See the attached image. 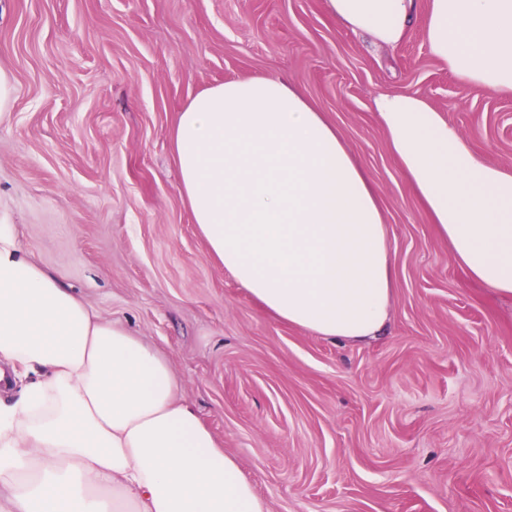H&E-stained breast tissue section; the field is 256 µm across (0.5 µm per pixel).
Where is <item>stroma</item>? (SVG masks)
<instances>
[{
  "label": "stroma",
  "instance_id": "stroma-1",
  "mask_svg": "<svg viewBox=\"0 0 512 512\" xmlns=\"http://www.w3.org/2000/svg\"><path fill=\"white\" fill-rule=\"evenodd\" d=\"M0 69V224L167 357L269 512H512V296L467 281L373 110L418 94L512 171V98L457 83L421 23L377 47L323 0H0ZM259 76L304 94L378 188L396 274L373 339L264 314L182 200L178 112Z\"/></svg>",
  "mask_w": 512,
  "mask_h": 512
}]
</instances>
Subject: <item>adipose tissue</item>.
Returning a JSON list of instances; mask_svg holds the SVG:
<instances>
[{
  "label": "adipose tissue",
  "mask_w": 512,
  "mask_h": 512,
  "mask_svg": "<svg viewBox=\"0 0 512 512\" xmlns=\"http://www.w3.org/2000/svg\"><path fill=\"white\" fill-rule=\"evenodd\" d=\"M392 48L416 18L464 85L512 95V0H324ZM375 111L401 175L468 281L512 295V172L414 93ZM181 194L210 253L261 309L321 336L385 325L395 266L363 162L279 77L179 112ZM0 512H268L180 395L168 362L42 268L0 224Z\"/></svg>",
  "instance_id": "adipose-tissue-1"
}]
</instances>
